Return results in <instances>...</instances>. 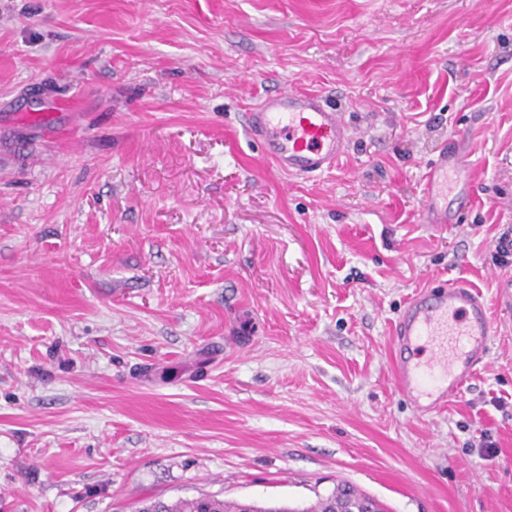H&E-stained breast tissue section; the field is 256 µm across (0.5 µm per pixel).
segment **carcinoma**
Wrapping results in <instances>:
<instances>
[{"instance_id": "obj_1", "label": "carcinoma", "mask_w": 512, "mask_h": 512, "mask_svg": "<svg viewBox=\"0 0 512 512\" xmlns=\"http://www.w3.org/2000/svg\"><path fill=\"white\" fill-rule=\"evenodd\" d=\"M384 512L383 506L373 497L358 490L354 485L342 482L327 496H319L306 508L286 505L265 506L255 502L225 501L214 496L180 498L165 501L147 497L140 502L138 512Z\"/></svg>"}]
</instances>
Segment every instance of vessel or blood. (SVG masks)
I'll return each instance as SVG.
<instances>
[{
    "mask_svg": "<svg viewBox=\"0 0 512 512\" xmlns=\"http://www.w3.org/2000/svg\"><path fill=\"white\" fill-rule=\"evenodd\" d=\"M248 133L267 146L277 167L310 176L330 169L344 153L352 129L342 113L315 94L285 90L265 96L248 114ZM455 145L429 167L424 214L449 223L448 178L459 175ZM495 327L480 293L462 281L416 293L395 329L397 387L424 417L459 394L485 363Z\"/></svg>",
    "mask_w": 512,
    "mask_h": 512,
    "instance_id": "vessel-or-blood-1",
    "label": "vessel or blood"
}]
</instances>
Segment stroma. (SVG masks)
<instances>
[{
    "instance_id": "obj_1",
    "label": "stroma",
    "mask_w": 512,
    "mask_h": 512,
    "mask_svg": "<svg viewBox=\"0 0 512 512\" xmlns=\"http://www.w3.org/2000/svg\"><path fill=\"white\" fill-rule=\"evenodd\" d=\"M288 87L353 129L320 174L246 131ZM451 140L472 197L433 228ZM510 227L512 0H0V512L303 508L341 481L512 512ZM457 279L496 334L419 418L395 327ZM463 165L460 152L455 144H448L440 150L429 167L427 195L424 215L428 224H449L448 215V173L458 178Z\"/></svg>"
}]
</instances>
